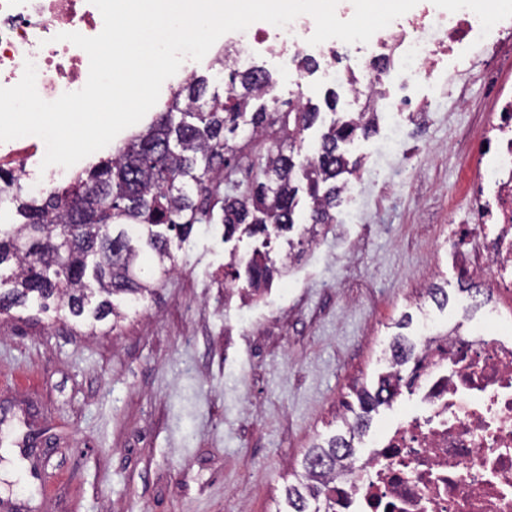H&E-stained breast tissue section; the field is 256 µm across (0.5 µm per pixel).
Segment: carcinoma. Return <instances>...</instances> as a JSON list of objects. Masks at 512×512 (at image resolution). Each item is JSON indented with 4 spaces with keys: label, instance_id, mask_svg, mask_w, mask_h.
<instances>
[{
    "label": "carcinoma",
    "instance_id": "obj_1",
    "mask_svg": "<svg viewBox=\"0 0 512 512\" xmlns=\"http://www.w3.org/2000/svg\"><path fill=\"white\" fill-rule=\"evenodd\" d=\"M270 82L260 68L234 70L227 96L208 97V80L192 76L146 131L130 136L43 202L22 205V223L0 224V266L13 265L11 273H0V314L36 300L73 318H110L115 327L173 270V240L189 237L195 225L219 219L226 239L241 232L269 241L292 230L299 174L307 182L311 235L315 226L335 223L344 190L338 176L357 170L341 143L367 134L371 124H334L301 158L296 142L316 123L319 109L305 105L282 112L271 99L250 111L252 101L266 96L262 85ZM260 140L270 146L252 162L251 180L244 184L235 178L236 163ZM146 252L153 257L150 268L141 264ZM228 268L224 276L245 279L255 294L286 273L266 252L255 253L242 271L232 262ZM415 348L398 334L391 357L405 362ZM389 386L390 375L384 374L375 390L357 391L360 413L350 437L335 435L309 448L302 479L285 487L286 512H328L314 479L333 473L339 458L353 455L352 438L366 430L376 406L390 402L383 396Z\"/></svg>",
    "mask_w": 512,
    "mask_h": 512
}]
</instances>
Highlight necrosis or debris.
Returning a JSON list of instances; mask_svg holds the SVG:
<instances>
[{"instance_id":"1","label":"necrosis or debris","mask_w":512,"mask_h":512,"mask_svg":"<svg viewBox=\"0 0 512 512\" xmlns=\"http://www.w3.org/2000/svg\"><path fill=\"white\" fill-rule=\"evenodd\" d=\"M507 21L512 0H420L365 45H310L315 21L306 14L283 28L268 23L228 33L227 42L239 67L266 55L287 60L295 75L303 61L323 62L327 82L398 134L405 113L424 119L434 98L464 107L462 58H489L494 67L484 80L494 108L463 151L481 164L465 191V219L448 227V260L464 279L512 294V82L496 69L512 61ZM102 28L91 0H0V87L16 85L30 62L42 99L80 90L89 58L64 35L93 37ZM423 82L430 93L421 97ZM41 152L31 136L1 143L0 174L30 179ZM488 316L495 329L470 332L420 320L412 366L392 381L395 399H411L416 409L328 482L330 512H512V309Z\"/></svg>"}]
</instances>
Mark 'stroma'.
I'll return each mask as SVG.
<instances>
[{
	"mask_svg": "<svg viewBox=\"0 0 512 512\" xmlns=\"http://www.w3.org/2000/svg\"><path fill=\"white\" fill-rule=\"evenodd\" d=\"M263 64L280 108L320 107L301 150L360 108L342 94L325 108L319 68L295 82ZM482 68L475 60L468 108L446 103L409 127L398 185L386 127L343 144L361 161L360 199L381 196L382 215L351 219L357 201L343 198L263 299L224 282L225 264L261 237L226 241L222 225L202 224L120 326L34 302L0 315V512H274L311 445L345 433L343 403L374 386L399 323L411 339L425 313L467 324L445 230L465 211L458 149L489 112ZM422 283L447 288L448 306L416 305Z\"/></svg>",
	"mask_w": 512,
	"mask_h": 512,
	"instance_id": "stroma-1",
	"label": "stroma"
}]
</instances>
